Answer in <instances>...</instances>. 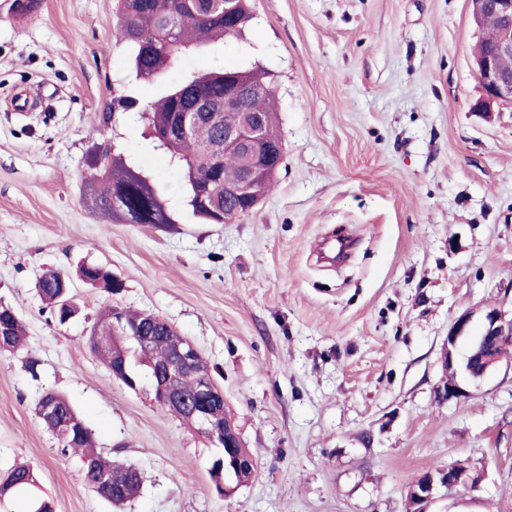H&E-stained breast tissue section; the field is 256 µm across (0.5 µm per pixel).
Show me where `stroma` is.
Returning a JSON list of instances; mask_svg holds the SVG:
<instances>
[{
    "label": "stroma",
    "mask_w": 512,
    "mask_h": 512,
    "mask_svg": "<svg viewBox=\"0 0 512 512\" xmlns=\"http://www.w3.org/2000/svg\"><path fill=\"white\" fill-rule=\"evenodd\" d=\"M42 2L20 23L0 0V299L27 336L0 353V472L29 463L55 512H113L35 412L54 390L98 449L140 470L124 512H405L408 484L453 463L475 488L427 512H512V353L469 397L434 399L457 317L477 330L486 310L512 314V105L474 109L469 0H251L242 37L183 54L175 76L257 66L275 93L282 164L227 224L193 215L140 113L113 111L120 93L163 90L129 81L115 0ZM104 143L173 224L87 205ZM83 264L121 291L89 287ZM48 269L72 276L80 312L64 324L35 288ZM107 304L160 316L201 352L257 460L233 495L210 476L215 447L90 350Z\"/></svg>",
    "instance_id": "obj_1"
}]
</instances>
